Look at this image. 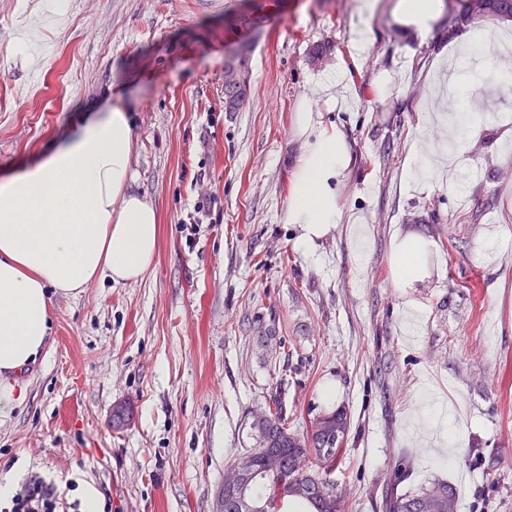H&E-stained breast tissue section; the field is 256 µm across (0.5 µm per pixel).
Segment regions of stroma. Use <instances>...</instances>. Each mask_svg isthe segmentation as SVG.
Here are the masks:
<instances>
[{
	"label": "stroma",
	"instance_id": "1",
	"mask_svg": "<svg viewBox=\"0 0 512 512\" xmlns=\"http://www.w3.org/2000/svg\"><path fill=\"white\" fill-rule=\"evenodd\" d=\"M45 2L0 0V176L123 104L130 189L161 233L141 279L55 296L46 356L0 411V474L23 465L68 503L91 485L112 512H220L224 469L274 395L301 429L349 411L328 474L345 512H386L392 487L463 472L458 512H512V85L499 69L457 70L472 131L439 177L408 171L414 146L459 120L444 66L473 35L508 49L512 22L452 36L442 15L421 33L397 22L398 0H378L356 59L359 0H68L60 18ZM25 25L49 56L13 52ZM243 46L250 96L228 112L224 62ZM331 75L332 107L316 92ZM305 100L353 157L341 219L309 253L285 221ZM407 238L428 249L397 288ZM119 403L133 415L118 428Z\"/></svg>",
	"mask_w": 512,
	"mask_h": 512
}]
</instances>
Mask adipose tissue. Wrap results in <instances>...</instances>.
<instances>
[{
    "label": "adipose tissue",
    "instance_id": "obj_1",
    "mask_svg": "<svg viewBox=\"0 0 512 512\" xmlns=\"http://www.w3.org/2000/svg\"><path fill=\"white\" fill-rule=\"evenodd\" d=\"M305 139L290 181L287 223L312 251L341 215L336 180L353 158L320 113H297ZM131 125L115 105L63 145L0 178V407L46 355L52 298L98 278L140 279L153 265L160 218L130 192Z\"/></svg>",
    "mask_w": 512,
    "mask_h": 512
}]
</instances>
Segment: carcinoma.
Listing matches in <instances>:
<instances>
[{
  "label": "carcinoma",
  "mask_w": 512,
  "mask_h": 512,
  "mask_svg": "<svg viewBox=\"0 0 512 512\" xmlns=\"http://www.w3.org/2000/svg\"><path fill=\"white\" fill-rule=\"evenodd\" d=\"M448 18L466 22L475 17L512 20V0H444ZM224 72L238 79L224 82V99L242 107L248 96V52L231 57ZM350 426L348 412L334 409L318 414L304 430L292 426L287 410L276 400L254 418L250 430L255 447L244 456L254 466L247 487H224V512H344L342 493L326 480ZM341 436H336V433ZM248 505H243V502ZM386 512H458L456 492L443 481L416 490H393Z\"/></svg>",
  "instance_id": "carcinoma-1"
}]
</instances>
